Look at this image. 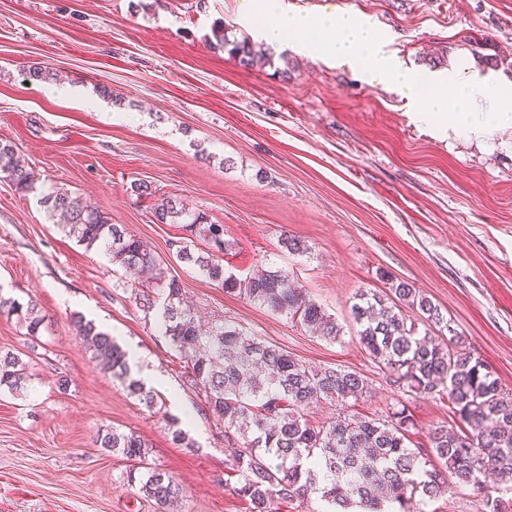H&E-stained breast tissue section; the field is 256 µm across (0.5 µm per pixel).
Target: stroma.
<instances>
[{"instance_id":"1","label":"stroma","mask_w":512,"mask_h":512,"mask_svg":"<svg viewBox=\"0 0 512 512\" xmlns=\"http://www.w3.org/2000/svg\"><path fill=\"white\" fill-rule=\"evenodd\" d=\"M292 13L348 8L370 18L385 48L427 82L452 72L512 81V0H284ZM237 0H0V139L36 176L24 195L0 179V294L36 301L50 323L29 336L0 314V352L27 367L24 392L0 391V512H154L122 458L94 446L98 428L142 436L148 461L182 488L178 512H247L224 484L223 428L184 384L167 337L130 297V280L101 249H86L40 204L56 190L94 203L149 242L203 321L224 317L316 367L358 372L367 394L347 408L322 401L312 422L339 411L378 418L411 412L412 445L458 428L447 399L386 380L359 343L357 290L385 276L431 299L467 348L512 391V128L440 132L392 84L295 44L255 48L272 65L246 68L212 36L245 30ZM54 72L33 81L31 67ZM119 97L101 109L98 92ZM146 181L223 225L237 277L282 269L341 326L333 342L299 322L224 292L176 261L180 225L154 223ZM306 250L290 254L282 234ZM111 330L133 370L150 369L161 401L149 409L102 371L75 335L72 312ZM190 448L171 441L182 405ZM411 512H484L483 496L449 484Z\"/></svg>"}]
</instances>
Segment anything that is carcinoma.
<instances>
[{
    "instance_id": "cac0c4a2",
    "label": "carcinoma",
    "mask_w": 512,
    "mask_h": 512,
    "mask_svg": "<svg viewBox=\"0 0 512 512\" xmlns=\"http://www.w3.org/2000/svg\"><path fill=\"white\" fill-rule=\"evenodd\" d=\"M213 36L246 68L271 64L252 50L249 40L229 39L222 24ZM0 178L23 194L34 189L32 169L15 159L12 144L1 141ZM132 192L157 198L152 211L157 223L188 227L191 237L169 242L177 260L227 293L298 319L313 334L331 342L341 336L342 327L287 272L268 270L242 280L212 259L232 244L224 239V225L211 222L207 213L187 211L177 198L159 195L144 181L134 184ZM40 203L47 212L66 216L68 235L88 249H104L113 265L154 272L150 283L130 289V297L145 318L162 323L185 363V387L222 425L229 447L224 475L238 476L233 491L248 503V512H279L281 503L317 493L329 512H409L415 495L444 493L450 477L483 493L485 512H508L482 477L491 474L512 483V392L504 391L440 309L409 283L389 282L385 296L358 291L351 313L359 342L379 369L408 393L447 397L464 426L459 433L446 426L433 429L426 448L410 447L414 421L403 404L384 418L340 414L334 421L311 422L306 411L313 405L328 400L344 406L367 393L366 379L341 368H313L228 319L201 328L182 302L179 283L167 278L147 241L126 233L97 206L61 190L43 195ZM407 308L419 310L428 325L448 330L451 337L440 342L419 335L407 322ZM0 312L16 315L31 336L46 320L36 302L23 304L1 294ZM71 323L112 378L146 406L156 404L155 391L133 376L128 352L112 336L80 314ZM26 381L25 364L10 353L0 354V389L18 392ZM94 444L129 463L128 480L138 483V492L154 502L156 512H166L180 496L174 477L148 463V444L141 436L100 428ZM433 457L443 462L447 475L432 466Z\"/></svg>"
}]
</instances>
